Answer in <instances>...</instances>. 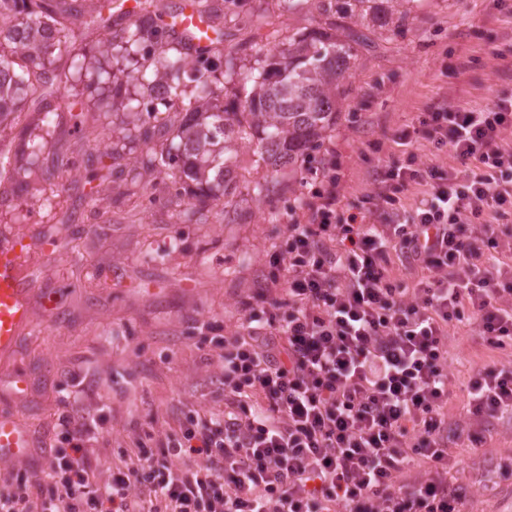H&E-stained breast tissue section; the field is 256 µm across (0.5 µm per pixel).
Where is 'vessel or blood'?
Wrapping results in <instances>:
<instances>
[{
	"label": "vessel or blood",
	"instance_id": "1",
	"mask_svg": "<svg viewBox=\"0 0 512 512\" xmlns=\"http://www.w3.org/2000/svg\"><path fill=\"white\" fill-rule=\"evenodd\" d=\"M173 29L187 41L204 47L214 33L207 18L198 12L193 0H185L175 14ZM26 252L23 238L0 239V356L10 357L22 334L35 325L28 297L34 281L22 268ZM37 446L32 430L12 417H0V460L23 461Z\"/></svg>",
	"mask_w": 512,
	"mask_h": 512
}]
</instances>
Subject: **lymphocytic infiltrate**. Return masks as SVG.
I'll return each mask as SVG.
<instances>
[{
    "label": "lymphocytic infiltrate",
    "instance_id": "obj_1",
    "mask_svg": "<svg viewBox=\"0 0 512 512\" xmlns=\"http://www.w3.org/2000/svg\"><path fill=\"white\" fill-rule=\"evenodd\" d=\"M420 139L455 167L421 161ZM392 141L406 161L375 170L359 216L339 209L328 149L329 176L240 301L244 332L211 339L222 409L183 410L102 477L89 440L104 421L72 405L43 473L0 477V512H465L448 484V336L467 323L512 345V91L442 100ZM396 253L422 269L415 284L394 276ZM466 413L482 446L485 422L512 414V364L472 375Z\"/></svg>",
    "mask_w": 512,
    "mask_h": 512
}]
</instances>
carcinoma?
I'll use <instances>...</instances> for the list:
<instances>
[{"instance_id":"cac0c4a2","label":"carcinoma","mask_w":512,"mask_h":512,"mask_svg":"<svg viewBox=\"0 0 512 512\" xmlns=\"http://www.w3.org/2000/svg\"><path fill=\"white\" fill-rule=\"evenodd\" d=\"M89 0H0V20L35 28L51 36L31 46H19L0 26V134L21 124L28 94L40 87H66L67 74L58 70L57 58L71 53L73 31L68 21L85 12ZM413 0H316L324 25L288 37V46L275 52L259 49L258 66L240 86L243 111H229L214 104L213 84L219 66L211 51L200 50L166 28L161 16L139 7L136 19L120 30L125 48L158 53L147 74L135 69L123 76L147 91L161 83L167 97L129 101L126 111L136 117L125 137L147 145L175 133L178 143L165 155L146 151L131 167H112L110 176L135 183L160 167L179 171L182 181L197 185L191 192L200 207L229 195L235 186L236 146L256 142L258 151L274 166L294 163L322 146L336 126L343 81L351 68L362 36L346 20L367 18L379 27L404 19ZM193 85L196 97L186 98ZM184 112L178 129L166 113ZM37 176L52 183L60 170L58 160L46 156L36 166ZM32 170L11 168L9 153L0 151V176L26 184Z\"/></svg>"}]
</instances>
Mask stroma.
I'll return each instance as SVG.
<instances>
[{"label": "stroma", "mask_w": 512, "mask_h": 512, "mask_svg": "<svg viewBox=\"0 0 512 512\" xmlns=\"http://www.w3.org/2000/svg\"><path fill=\"white\" fill-rule=\"evenodd\" d=\"M267 23H260V16ZM131 20L112 12V26L98 27L95 14L75 21L74 55L64 101L93 110L94 121L74 129L61 112L55 133L29 113L24 134L13 136L14 165L29 167V145L44 142L46 153L67 162L54 191L71 203L96 191L95 212L79 221L64 214L47 220L39 196L42 181L30 179L0 208V236L24 235L27 269L36 275L30 304L35 328L24 333L0 376V415L32 428L39 450L25 461L38 471L55 444V424L74 402L107 425L93 446L92 464L106 471L117 448L133 447L138 435L165 432L185 407L220 408L222 367L210 337L242 330L239 299L259 283L267 255L282 237L291 211L300 210L327 170L325 149L290 166L265 163L255 145L238 147V189L229 202L211 203L194 221L195 201L179 174L161 170L134 185L104 181L102 166L113 156L133 162L121 133L122 115L112 106L115 77L141 60V53L115 49L98 55L94 46ZM314 8L289 10L284 0H244L225 6L220 19L221 55H233L235 73L216 84L225 106L236 103L243 76L255 62V46L269 33L279 40L317 27ZM339 100L336 128L327 146L338 150L336 174L345 213L365 211L378 165L402 160L400 147L374 152L369 143L417 124L442 98L483 104L512 90V0H416L394 29L364 24ZM467 68H460L461 58ZM263 186L255 194V186ZM451 366L449 421L464 422L465 388L474 370L512 360V352L489 348L475 326L448 339ZM26 378L14 392L12 375ZM462 462L448 474L466 495L467 512H512V418L493 421L483 449L449 440Z\"/></svg>", "instance_id": "stroma-1"}]
</instances>
